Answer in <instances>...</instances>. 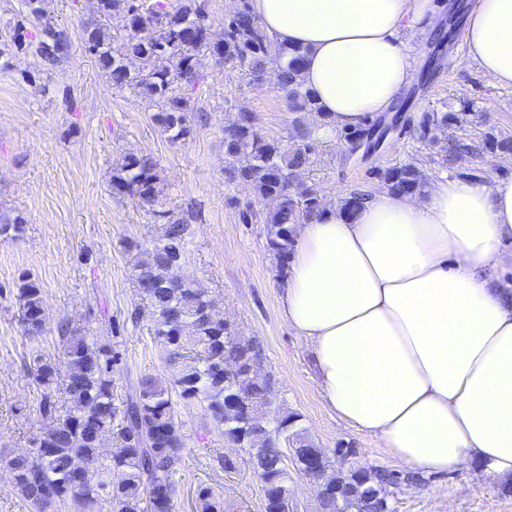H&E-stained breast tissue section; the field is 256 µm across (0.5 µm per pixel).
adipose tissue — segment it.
Masks as SVG:
<instances>
[{
    "instance_id": "ef3b65f1",
    "label": "adipose tissue",
    "mask_w": 512,
    "mask_h": 512,
    "mask_svg": "<svg viewBox=\"0 0 512 512\" xmlns=\"http://www.w3.org/2000/svg\"><path fill=\"white\" fill-rule=\"evenodd\" d=\"M428 0H252L337 128L391 111L416 68L399 41ZM468 52L512 86V0H476ZM279 313L308 345L324 407L410 469L512 483V179L384 192L293 227Z\"/></svg>"
}]
</instances>
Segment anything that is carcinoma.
<instances>
[{"label": "carcinoma", "instance_id": "obj_1", "mask_svg": "<svg viewBox=\"0 0 512 512\" xmlns=\"http://www.w3.org/2000/svg\"><path fill=\"white\" fill-rule=\"evenodd\" d=\"M41 0H22L25 15L0 32V58L27 53L45 71L69 62L72 44L69 28L53 22L40 7ZM105 20L112 12L126 17V34L118 35L103 22L83 31L86 52L97 58L116 89L140 88L158 108L155 124L168 140L180 141L192 132L190 96L171 88L169 68L175 67L193 88L198 82L199 53L207 51L224 64L253 76L270 64L280 66V87L286 93L288 111L320 112L315 97L302 77L304 55L297 47L274 42L251 13L248 0L227 22L224 38L212 41L204 6L199 0H96ZM141 68L131 72L127 61ZM290 137L294 147L284 151L265 140L251 115H240L224 129L225 153L240 165L230 179L248 184L256 197L269 203L263 215L267 247L285 265L294 246L290 225L312 220L322 209L317 191L294 185L298 171L309 162L312 131L296 120ZM155 162L129 154L115 167L113 194L129 197L141 207L156 211L159 189ZM388 191L397 194L422 190L414 166L400 165L378 172ZM367 194L352 191L342 209L355 215ZM169 216V215H167ZM190 224L184 217L169 216L164 234L141 247L132 267L138 303L129 315L133 323L149 310L150 334L164 346L173 367L171 386L152 377L139 382L138 393L123 405L114 402L112 370L118 353L111 346L72 331L65 322L58 333L63 342V362L68 372L67 390L72 406L62 412L54 399L57 366L39 351L45 332L41 288L30 280L18 286L23 335L34 342L31 359L34 379L43 389L40 415L49 421L33 438L31 449L8 458L16 494L36 512H57L69 504L81 512H153L155 497L167 490L177 494L174 480L183 424L175 412L173 397L197 403L210 415L225 440L249 452L252 468L262 473L264 512H289L288 464L305 471L312 457L328 466L324 449L305 434L300 415L272 408L260 394V384L246 363L261 359L260 345L233 334L224 319L214 313V302L196 280L171 277L170 263L186 259ZM112 453L102 457V444ZM99 461L97 480H84L89 463ZM401 476L386 470L365 473L348 468L333 473L338 492L321 497V512H375L379 490L397 486ZM195 512H221L222 504L208 489L198 491Z\"/></svg>", "mask_w": 512, "mask_h": 512}]
</instances>
